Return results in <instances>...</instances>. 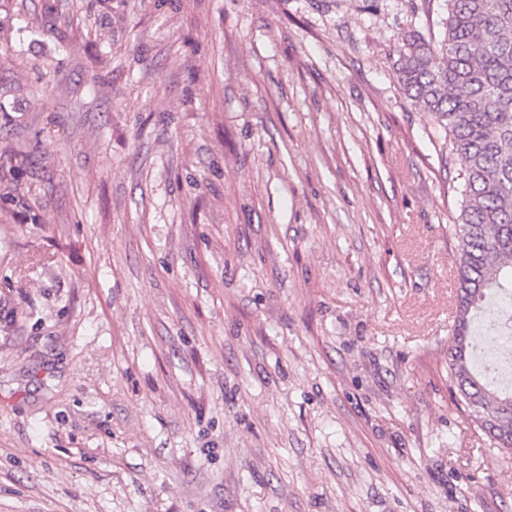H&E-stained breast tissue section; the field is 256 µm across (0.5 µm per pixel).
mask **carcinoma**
I'll list each match as a JSON object with an SVG mask.
<instances>
[{
    "mask_svg": "<svg viewBox=\"0 0 512 512\" xmlns=\"http://www.w3.org/2000/svg\"><path fill=\"white\" fill-rule=\"evenodd\" d=\"M446 2L440 40L404 42L396 70L465 163L448 380L477 426L512 448V383L480 358L512 336V0Z\"/></svg>",
    "mask_w": 512,
    "mask_h": 512,
    "instance_id": "obj_1",
    "label": "carcinoma"
}]
</instances>
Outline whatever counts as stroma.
I'll list each match as a JSON object with an SVG mask.
<instances>
[{
	"instance_id": "stroma-1",
	"label": "stroma",
	"mask_w": 512,
	"mask_h": 512,
	"mask_svg": "<svg viewBox=\"0 0 512 512\" xmlns=\"http://www.w3.org/2000/svg\"><path fill=\"white\" fill-rule=\"evenodd\" d=\"M444 0H0V512H512L448 383Z\"/></svg>"
}]
</instances>
